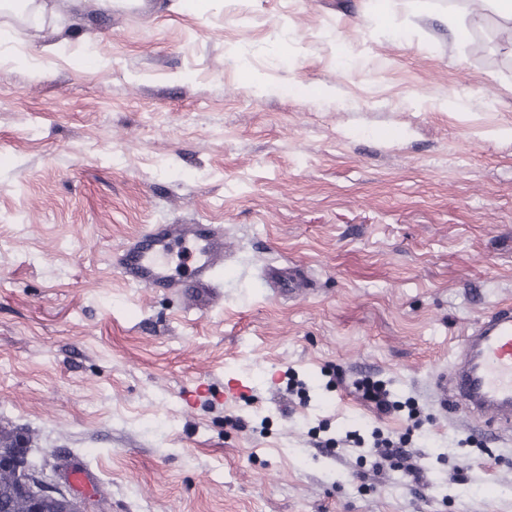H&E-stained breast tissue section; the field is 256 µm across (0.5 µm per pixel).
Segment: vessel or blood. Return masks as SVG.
Instances as JSON below:
<instances>
[{
  "label": "vessel or blood",
  "mask_w": 512,
  "mask_h": 512,
  "mask_svg": "<svg viewBox=\"0 0 512 512\" xmlns=\"http://www.w3.org/2000/svg\"><path fill=\"white\" fill-rule=\"evenodd\" d=\"M192 243L190 278L181 282L165 261L175 245ZM224 229L217 224H152L114 257L130 287L194 293L193 307L206 310L217 298V269L229 261ZM435 395L452 416L512 429V307H499L460 339L448 370L434 376Z\"/></svg>",
  "instance_id": "vessel-or-blood-1"
}]
</instances>
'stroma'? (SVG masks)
Masks as SVG:
<instances>
[{
	"label": "stroma",
	"instance_id": "stroma-1",
	"mask_svg": "<svg viewBox=\"0 0 512 512\" xmlns=\"http://www.w3.org/2000/svg\"><path fill=\"white\" fill-rule=\"evenodd\" d=\"M48 2L0 14V428L85 512H512V437L431 384L512 303V43L448 0ZM150 224L223 225L207 311L113 268ZM377 428L422 484L343 442ZM355 389L361 394L363 400L374 404L381 414H388L402 408L401 402L392 398L391 392L384 383L361 379L355 383Z\"/></svg>",
	"mask_w": 512,
	"mask_h": 512
}]
</instances>
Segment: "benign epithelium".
<instances>
[{
  "instance_id": "benign-epithelium-1",
  "label": "benign epithelium",
  "mask_w": 512,
  "mask_h": 512,
  "mask_svg": "<svg viewBox=\"0 0 512 512\" xmlns=\"http://www.w3.org/2000/svg\"><path fill=\"white\" fill-rule=\"evenodd\" d=\"M31 449L25 441H18L16 447L0 449V469L12 470L17 477L21 497L28 512H41L43 502L54 501L61 505L62 512H83L80 503L69 496L47 474L45 468H35L29 461Z\"/></svg>"
}]
</instances>
